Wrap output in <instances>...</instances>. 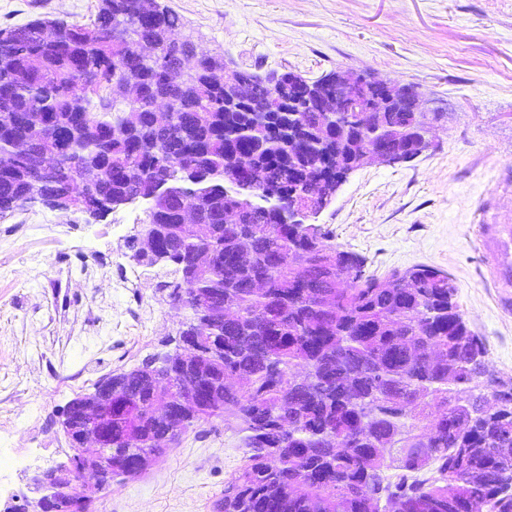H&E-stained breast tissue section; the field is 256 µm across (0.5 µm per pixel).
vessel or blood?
<instances>
[{
    "instance_id": "1",
    "label": "vessel or blood",
    "mask_w": 512,
    "mask_h": 512,
    "mask_svg": "<svg viewBox=\"0 0 512 512\" xmlns=\"http://www.w3.org/2000/svg\"><path fill=\"white\" fill-rule=\"evenodd\" d=\"M478 236L489 281L497 290V303L501 309L512 308V225L482 224Z\"/></svg>"
}]
</instances>
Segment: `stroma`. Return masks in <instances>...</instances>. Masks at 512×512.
<instances>
[{"instance_id": "stroma-1", "label": "stroma", "mask_w": 512, "mask_h": 512, "mask_svg": "<svg viewBox=\"0 0 512 512\" xmlns=\"http://www.w3.org/2000/svg\"><path fill=\"white\" fill-rule=\"evenodd\" d=\"M198 50L265 74L310 80L356 70L414 86L448 106L431 145L395 166L352 173L317 218L340 249L384 276L415 265L453 279L489 369L512 382V313L484 279L477 227L512 224V0H159ZM98 0H0V28L39 18L84 24ZM145 202L99 219L41 205L0 218V448L40 470L64 461V407L98 379L130 368L175 334L162 270L129 291L102 268L69 266L95 248L130 262L126 239ZM66 224L64 242L16 232L19 224ZM87 373L67 386L68 375ZM243 462L242 435L215 422L170 445L149 470L101 493L90 512H212Z\"/></svg>"}]
</instances>
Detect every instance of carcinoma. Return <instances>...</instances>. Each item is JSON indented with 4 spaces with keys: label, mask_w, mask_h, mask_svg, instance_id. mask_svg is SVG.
Returning a JSON list of instances; mask_svg holds the SVG:
<instances>
[{
    "label": "carcinoma",
    "mask_w": 512,
    "mask_h": 512,
    "mask_svg": "<svg viewBox=\"0 0 512 512\" xmlns=\"http://www.w3.org/2000/svg\"><path fill=\"white\" fill-rule=\"evenodd\" d=\"M99 0L89 24L35 19L0 29V216L31 196L54 204L77 177L102 217L143 200L152 250L132 258L171 267L170 302L207 319L173 373L146 360L112 373V460L155 461L212 420L242 433L244 462L214 512H512V411L486 405L472 359L485 353L448 273L415 265L381 279L324 227L284 222L267 195L303 210L336 192L382 128L415 157L428 149L422 112H296L333 75L276 88L204 55L193 73L164 53L181 27L162 7ZM170 98V121L153 99ZM44 125L28 164L14 161L26 125ZM54 160L48 177L41 156ZM198 211L206 232L181 223ZM63 413L75 434L81 398Z\"/></svg>",
    "instance_id": "1"
}]
</instances>
